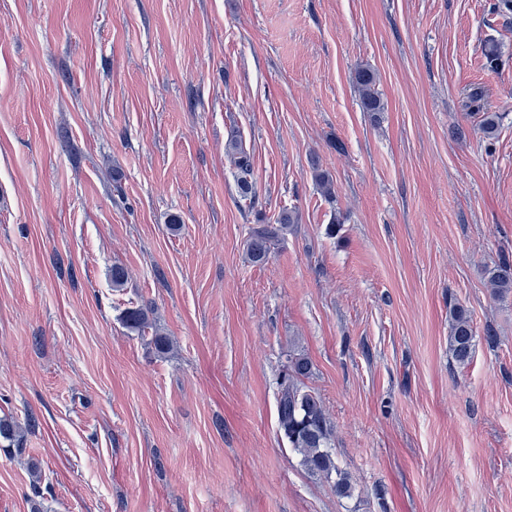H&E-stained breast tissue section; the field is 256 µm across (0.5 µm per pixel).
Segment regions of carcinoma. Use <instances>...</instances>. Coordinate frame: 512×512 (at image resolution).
Listing matches in <instances>:
<instances>
[{"label": "carcinoma", "instance_id": "cac0c4a2", "mask_svg": "<svg viewBox=\"0 0 512 512\" xmlns=\"http://www.w3.org/2000/svg\"><path fill=\"white\" fill-rule=\"evenodd\" d=\"M354 81L360 106L372 116L385 111V103L377 89L376 72L362 67L355 72ZM225 150L231 156L237 170V189L240 197L255 203V189L252 182L253 158L242 139L236 133L228 137ZM315 182L328 199L336 198L335 184L329 173L320 169L317 159L311 160ZM299 222L295 210L283 209L276 216L257 218L258 226L246 240L245 254L253 264L268 261L275 242L283 238ZM493 294L501 299L512 295V264L504 259L496 266L485 270ZM451 334L449 351L454 362L460 366L468 364L473 355L475 336L471 316L462 305L450 309ZM122 322L131 331L144 334L152 332L151 344L159 355H166L171 349L168 337L153 328L147 311L141 307L129 308L122 315ZM312 374L310 359L299 350L288 354L278 378L277 414L279 431L293 450L301 456V464L312 474L325 478L336 476L333 488L336 496L347 498L352 494V482L348 475L336 465L332 452L333 424L328 417L320 397L311 391L305 380ZM19 425L11 418L0 417V441L8 442L3 451H11L10 444L17 441Z\"/></svg>", "mask_w": 512, "mask_h": 512}]
</instances>
